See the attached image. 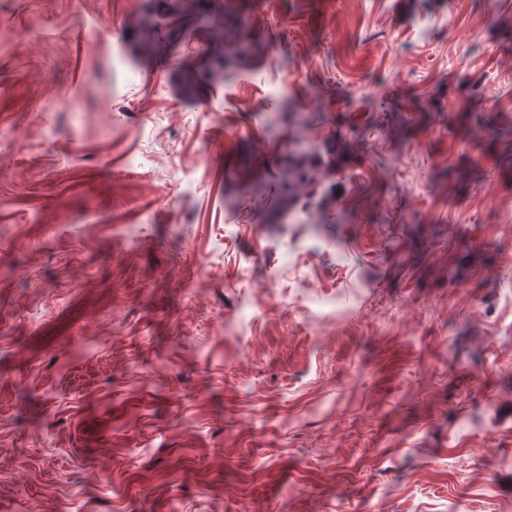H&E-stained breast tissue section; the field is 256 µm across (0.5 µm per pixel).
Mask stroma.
I'll return each instance as SVG.
<instances>
[{
	"instance_id": "1",
	"label": "stroma",
	"mask_w": 512,
	"mask_h": 512,
	"mask_svg": "<svg viewBox=\"0 0 512 512\" xmlns=\"http://www.w3.org/2000/svg\"><path fill=\"white\" fill-rule=\"evenodd\" d=\"M0 512H512V0H0Z\"/></svg>"
}]
</instances>
